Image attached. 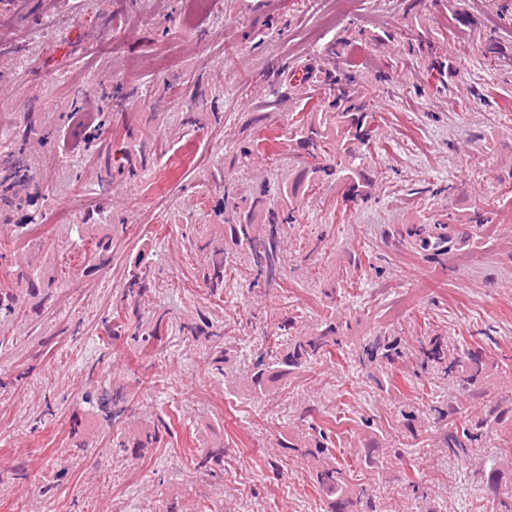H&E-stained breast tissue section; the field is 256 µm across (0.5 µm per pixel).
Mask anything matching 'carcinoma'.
Instances as JSON below:
<instances>
[{
  "label": "carcinoma",
  "instance_id": "cac0c4a2",
  "mask_svg": "<svg viewBox=\"0 0 512 512\" xmlns=\"http://www.w3.org/2000/svg\"><path fill=\"white\" fill-rule=\"evenodd\" d=\"M350 61L337 57L336 94L328 104L309 96L297 103L290 125V140L301 149L299 169L286 176L271 180L265 178L250 197L242 199L232 185L224 186V223L208 237L196 239L195 247L202 253V279L209 293L218 296L224 292L227 249L241 251L243 269L248 286L272 288L284 274L286 260L281 245L284 227L297 221L298 203L315 194L316 187L333 179L342 188V200L355 205L372 197L373 180L365 166L366 155L376 140L372 127L375 108L369 98L356 91L357 76L349 72ZM288 102V92L279 79L269 82L260 97L259 107L279 111ZM262 140L248 137L239 147L243 165H250L252 156L261 153ZM9 180L25 186L38 185L32 166L23 147L13 148L8 155L5 175L0 179V220L9 223L11 212L21 205V199L8 194L5 183ZM109 202L85 214L78 228L92 236L94 249L92 267H103L112 259V236L97 235L106 227L103 217L109 216ZM450 224H490L489 213L472 210L465 215L448 213ZM408 235L419 241L424 250H440L445 236L424 225L409 229ZM54 279L29 258L15 263V282L11 288H0V325L11 322L26 307V301L48 295ZM156 287L151 266L137 261L127 281L128 294L142 297ZM159 317L145 330L147 337L156 338L161 326L171 328L180 336H217L210 329L205 315L198 320L163 323ZM281 334L274 337L273 347L260 355L245 373V387L249 392L264 397L274 393L282 384L297 377L310 366L332 358L343 346L340 329L342 323L329 319L315 333L295 329V320L284 315L277 323ZM361 364L373 366L379 373L400 360H414L424 373L444 381L448 398L436 399L427 410L404 404L398 413L407 426L418 420L432 419L433 439L448 453V462L469 463L492 438L503 440V461L489 468L479 467L483 491L492 503L491 512H512V438H502L499 432L512 426V398L496 399L486 392L492 367L482 352L470 350L448 336H428L419 341L418 349L402 342L398 336L377 335L361 346L358 354ZM479 401L474 412L463 410L460 399ZM301 432L281 436L277 446L304 460L312 472L315 488L326 502L327 512H382L380 504L366 489L355 488L347 464L336 457L333 430L327 423H318L311 414L300 416ZM161 440L159 426L133 421L117 446L133 456H140L147 448H154ZM197 467L215 473L224 467V445L207 451L197 460Z\"/></svg>",
  "mask_w": 512,
  "mask_h": 512
}]
</instances>
